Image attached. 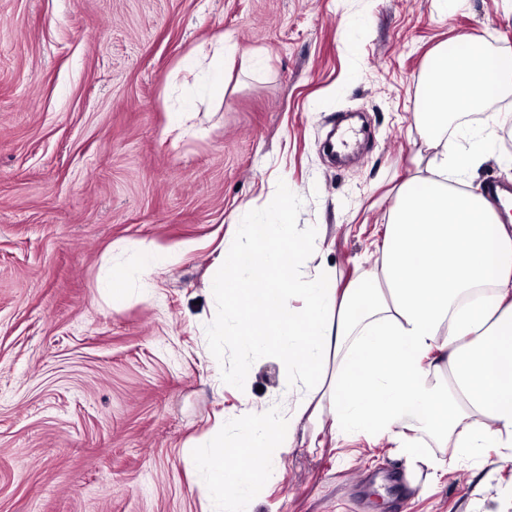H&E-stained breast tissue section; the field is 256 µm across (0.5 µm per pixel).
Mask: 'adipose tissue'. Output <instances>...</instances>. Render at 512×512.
<instances>
[{"instance_id":"obj_1","label":"adipose tissue","mask_w":512,"mask_h":512,"mask_svg":"<svg viewBox=\"0 0 512 512\" xmlns=\"http://www.w3.org/2000/svg\"><path fill=\"white\" fill-rule=\"evenodd\" d=\"M472 47L462 34L432 53L415 114L432 155L399 186L373 270L341 287L323 269L295 288L308 249L289 236L285 195L274 225H241L249 249L210 278L237 315L230 336L277 355L288 378L311 385L294 408L312 426L311 447H324L325 429L335 438L370 435L397 444L413 466L421 460L408 437L415 431L467 453L500 448L498 465L512 463V224L484 195L455 187L512 114L495 113L467 143L446 136L451 113L512 91V56L481 58ZM292 441L261 409L232 444L216 439L196 460L208 485L246 495Z\"/></svg>"}]
</instances>
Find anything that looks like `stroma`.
<instances>
[{
  "instance_id": "1",
  "label": "stroma",
  "mask_w": 512,
  "mask_h": 512,
  "mask_svg": "<svg viewBox=\"0 0 512 512\" xmlns=\"http://www.w3.org/2000/svg\"><path fill=\"white\" fill-rule=\"evenodd\" d=\"M462 32L512 54V0H0V512H512L500 449L427 435L415 472L390 443L295 438L245 503L192 459L254 408L289 424L280 360L229 338L209 357L231 316L208 281L239 225L287 193L317 253L296 283L372 267L425 149L431 52ZM223 33V99L188 98L183 59ZM500 133L466 190L512 185ZM142 252L170 257L144 282Z\"/></svg>"
}]
</instances>
